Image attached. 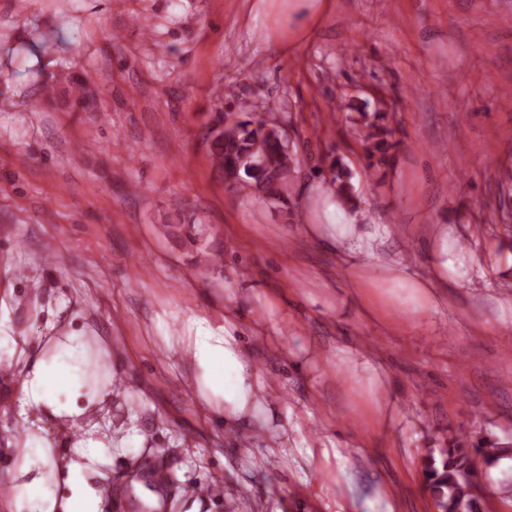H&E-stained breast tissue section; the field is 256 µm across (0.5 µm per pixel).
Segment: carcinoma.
I'll return each mask as SVG.
<instances>
[{
    "instance_id": "carcinoma-1",
    "label": "carcinoma",
    "mask_w": 512,
    "mask_h": 512,
    "mask_svg": "<svg viewBox=\"0 0 512 512\" xmlns=\"http://www.w3.org/2000/svg\"><path fill=\"white\" fill-rule=\"evenodd\" d=\"M89 86L74 73H66L59 82L43 89L34 107L62 103L81 112L95 108ZM368 103L354 107L358 117L352 119L365 150L366 170L379 171L380 166L396 162L401 139L390 123L386 111H367ZM221 124L232 121L229 129L210 128L209 155L215 170L224 176L231 190L256 194L263 190L274 199L285 200L291 194L290 171L296 170L299 159L295 153L281 149L278 128L261 116L243 119L230 111L216 113ZM330 184L336 201L349 211L358 208L359 199L351 182L352 172L338 154L329 163ZM509 442L498 437L454 435L448 444L430 448L422 461L424 486L429 491L437 512H477L478 488L475 457L487 468L498 464L508 453Z\"/></svg>"
}]
</instances>
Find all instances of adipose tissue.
Masks as SVG:
<instances>
[{"label":"adipose tissue","instance_id":"adipose-tissue-1","mask_svg":"<svg viewBox=\"0 0 512 512\" xmlns=\"http://www.w3.org/2000/svg\"><path fill=\"white\" fill-rule=\"evenodd\" d=\"M189 327L192 335L186 347L198 369L199 399L230 422L261 411L266 382L237 336L235 320L225 318L223 327L215 329L206 320L194 318ZM58 348L55 358L38 360L23 374L20 402L33 416L16 450L15 498L26 503L29 512H100V492L88 485L85 473L100 461L104 443L90 434L73 445L62 496H42L40 469L47 464L54 444L45 419L82 416L109 396L108 390L87 388L85 371L70 359L76 349L74 337H66Z\"/></svg>","mask_w":512,"mask_h":512}]
</instances>
